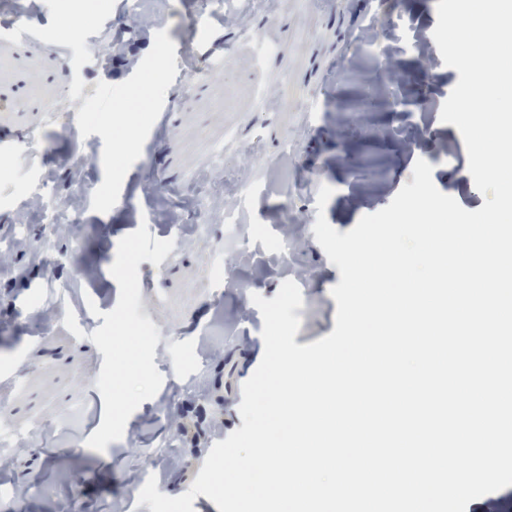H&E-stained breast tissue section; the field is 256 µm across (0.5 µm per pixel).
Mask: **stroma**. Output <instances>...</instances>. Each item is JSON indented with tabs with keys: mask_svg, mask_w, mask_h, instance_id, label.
<instances>
[{
	"mask_svg": "<svg viewBox=\"0 0 512 512\" xmlns=\"http://www.w3.org/2000/svg\"><path fill=\"white\" fill-rule=\"evenodd\" d=\"M199 2L0 0V15L38 20L31 38L0 37V132L13 138L0 164V512H151L138 502L151 477L162 494L187 492L243 424L241 386L264 353L253 295L297 283L298 345L335 328L340 272L315 239L317 213L351 230L412 182L420 159L464 209L484 204L461 134L440 119L459 74L430 42L433 0H274L270 16L223 0L204 25ZM140 16L151 25L131 35ZM380 56L406 74L400 98L418 104L371 110L386 85ZM196 70L205 79L183 94ZM151 80L154 103L121 147L104 119L118 91ZM77 145L94 163L70 171ZM150 182L163 190L145 196ZM189 184L209 201L200 239L185 231ZM323 185L333 194L320 211ZM75 209L80 238L54 237L58 276L73 258L83 273L69 297L48 290L35 246L51 217ZM287 232L296 246L283 259ZM131 320L152 341L121 331Z\"/></svg>",
	"mask_w": 512,
	"mask_h": 512,
	"instance_id": "35a3bbf8",
	"label": "stroma"
}]
</instances>
